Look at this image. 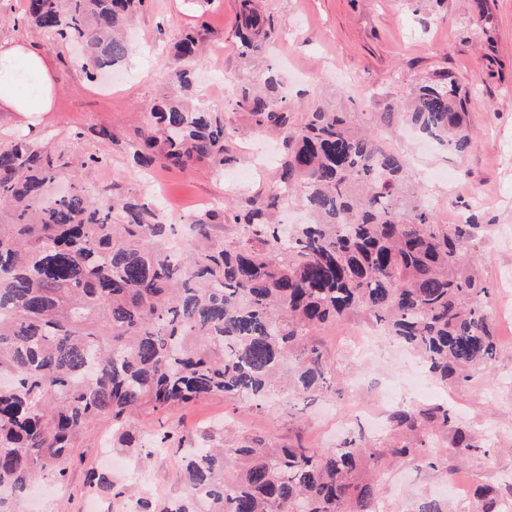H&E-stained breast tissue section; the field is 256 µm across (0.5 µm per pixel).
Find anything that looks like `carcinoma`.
<instances>
[{"mask_svg": "<svg viewBox=\"0 0 512 512\" xmlns=\"http://www.w3.org/2000/svg\"><path fill=\"white\" fill-rule=\"evenodd\" d=\"M147 0H25L23 24L85 51L92 81L131 43L122 32ZM236 27L245 51H262L273 29L256 0H240ZM199 31L185 29L168 56L171 81L193 87ZM467 94L450 73L412 90L407 122L439 145H470ZM234 106L257 131L287 143L276 180L246 206L191 216L188 238L123 181L92 187L52 144L20 136L0 146V512L45 475L59 480L71 443L91 421L125 422L133 409L162 413L222 394L261 405L285 386L297 399L330 391L335 375L311 341L321 325L355 311L413 349L443 383L495 358L497 340L483 305L490 294L465 245L480 229L439 224L408 184L405 158L356 127L349 112H310L293 125L288 108L249 87ZM233 134L224 113L164 96L139 113L126 149L136 168L206 164L218 176ZM300 199L312 222L282 232L277 212ZM214 224L242 238L216 242ZM397 429L422 422L455 427L446 410L399 409ZM456 444L478 450L461 428ZM420 435L391 449L419 456ZM382 452L352 436L335 449L192 448L185 488L164 512H375L366 475Z\"/></svg>", "mask_w": 512, "mask_h": 512, "instance_id": "carcinoma-1", "label": "carcinoma"}]
</instances>
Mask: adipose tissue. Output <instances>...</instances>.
I'll return each mask as SVG.
<instances>
[{
	"mask_svg": "<svg viewBox=\"0 0 512 512\" xmlns=\"http://www.w3.org/2000/svg\"><path fill=\"white\" fill-rule=\"evenodd\" d=\"M55 94L46 53L22 42H0V112L34 128L52 111Z\"/></svg>",
	"mask_w": 512,
	"mask_h": 512,
	"instance_id": "1",
	"label": "adipose tissue"
}]
</instances>
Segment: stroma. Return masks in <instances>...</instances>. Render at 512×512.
I'll use <instances>...</instances> for the list:
<instances>
[{
	"instance_id": "35a3bbf8",
	"label": "stroma",
	"mask_w": 512,
	"mask_h": 512,
	"mask_svg": "<svg viewBox=\"0 0 512 512\" xmlns=\"http://www.w3.org/2000/svg\"><path fill=\"white\" fill-rule=\"evenodd\" d=\"M23 4L0 0V42L24 41L52 55L58 92L40 135L79 164L84 183L127 180L144 196L171 203L168 223L182 224L200 200L240 205L275 180L282 139L257 132L233 111L242 87L285 100L296 124L319 109L351 112L409 159L411 186L435 201L438 223L472 214L483 224V235L466 245L467 258L490 287L488 311L512 307V294L505 292L512 274V0H483L492 20L486 33L476 21L474 0H259L274 25L273 53L262 66L235 36L238 0H149L131 22L125 84L109 94L88 81L82 57L69 45L35 27L14 25ZM196 25L202 28L194 63L201 101L223 113L237 161L220 177L206 165L134 176L120 142L133 137L135 113L168 92V47ZM439 72L452 73L469 97L473 141L462 156L439 146L419 149L408 128L381 123L382 113L398 111L410 90ZM270 74L278 78L272 88L265 83ZM78 127L87 135L77 142L72 133ZM100 127L111 130L116 142L90 136ZM91 154L104 156V164L84 166ZM473 193L483 196V206L469 207L466 198ZM493 325L498 349L489 366L467 382L445 386L420 372L414 401L418 407L447 406L474 451L459 453L452 429L426 427L430 458L388 454L399 439L388 423L398 404L384 390L404 379L418 359L382 333L376 336L379 355H360L345 338L373 324L354 312L315 331L312 340L335 372L336 389L303 412L289 410L285 391L259 408L204 396L160 414H135L126 429L134 438L130 444L111 416L99 417L75 440L63 481H36L28 512H125L139 497L151 501L153 512H163L183 493L184 452L205 432L228 448L259 437L271 446L331 449L353 430L363 432L367 446L385 452L373 472L379 512H413L426 495L446 500L449 512H481L486 498L512 499V318L495 316ZM163 431L171 439L159 448L155 440Z\"/></svg>"
}]
</instances>
